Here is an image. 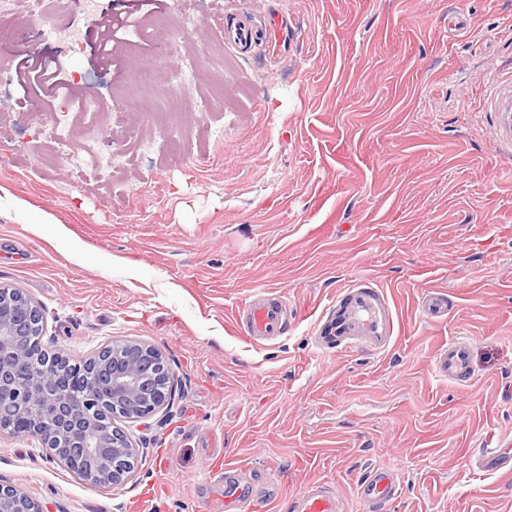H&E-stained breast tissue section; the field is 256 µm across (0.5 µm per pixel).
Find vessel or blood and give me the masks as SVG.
Returning a JSON list of instances; mask_svg holds the SVG:
<instances>
[{
	"label": "vessel or blood",
	"mask_w": 512,
	"mask_h": 512,
	"mask_svg": "<svg viewBox=\"0 0 512 512\" xmlns=\"http://www.w3.org/2000/svg\"><path fill=\"white\" fill-rule=\"evenodd\" d=\"M484 111L494 118L495 142L499 149L512 151V76L497 78L486 95ZM286 307L282 300L270 297L250 303L237 324V330L251 342L277 339L284 333ZM316 349L321 354L367 351L373 354L388 350L393 342V320L385 292L360 279L338 289L312 328ZM436 374L458 385L469 384L474 373L470 362V343L459 338L436 352ZM239 467H224L222 512H241L245 498L236 476ZM399 480L394 469L373 467L357 486V495L366 512H375L396 495ZM290 512H345L344 499L325 483L304 485L289 501Z\"/></svg>",
	"instance_id": "vessel-or-blood-1"
}]
</instances>
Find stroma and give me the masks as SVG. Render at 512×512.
I'll return each mask as SVG.
<instances>
[{
  "label": "stroma",
  "mask_w": 512,
  "mask_h": 512,
  "mask_svg": "<svg viewBox=\"0 0 512 512\" xmlns=\"http://www.w3.org/2000/svg\"><path fill=\"white\" fill-rule=\"evenodd\" d=\"M134 2L19 0L0 20V284L40 307L47 350L159 349L172 399L122 422L136 448L123 484L73 478L33 436L0 433V487L45 512H128L135 498L213 512L208 470L235 463L250 484L279 482L266 512L310 481L365 512L354 480L384 463L400 476L390 512H512V471L477 465L489 431L512 433V151L480 107L487 78L512 72V0H161L101 68L94 25ZM457 7L471 31L452 39ZM233 14L252 43L225 40ZM274 15L297 36L272 53ZM35 49L71 96L19 83ZM73 96L98 109L73 113L63 144L52 123ZM44 213L53 223L35 225ZM362 277L390 301L394 346L320 355L315 321ZM433 289L447 319L424 315ZM264 291L288 328L252 343L235 313ZM459 337L466 387L432 367Z\"/></svg>",
  "instance_id": "stroma-1"
}]
</instances>
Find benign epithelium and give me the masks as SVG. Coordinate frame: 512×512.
<instances>
[{"mask_svg": "<svg viewBox=\"0 0 512 512\" xmlns=\"http://www.w3.org/2000/svg\"><path fill=\"white\" fill-rule=\"evenodd\" d=\"M14 306L16 312H0V402H8L22 412L36 416L35 428L44 431L48 442L44 448H66L85 457L95 459L102 472L89 477L93 484L104 479L105 470L112 469V484L123 483L129 471L121 466L128 457L135 455L130 439L122 434H111L98 420L95 407L101 387L112 389L114 411L125 415L134 423L145 420L168 404L167 395L153 397V383L158 378L170 377L168 365L156 348L137 342L113 343L112 354L127 347H136L140 354L129 358L125 365L104 375L107 355L101 348L90 360L92 373L79 391L56 386H45L39 379L56 369L47 363L29 357L18 345L33 319L41 315L40 309L30 299L15 295V289L0 285V306ZM30 370L37 382L25 386L14 368ZM0 512H43L26 500L25 495L13 488H0Z\"/></svg>", "mask_w": 512, "mask_h": 512, "instance_id": "benign-epithelium-1", "label": "benign epithelium"}]
</instances>
